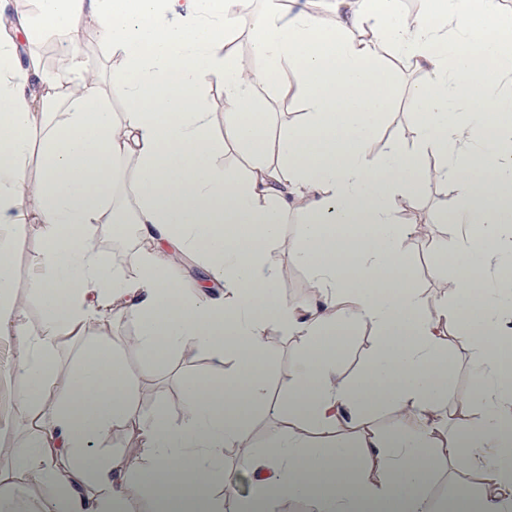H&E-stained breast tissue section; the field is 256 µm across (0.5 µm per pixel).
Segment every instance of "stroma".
<instances>
[{"instance_id":"stroma-1","label":"stroma","mask_w":512,"mask_h":512,"mask_svg":"<svg viewBox=\"0 0 512 512\" xmlns=\"http://www.w3.org/2000/svg\"><path fill=\"white\" fill-rule=\"evenodd\" d=\"M395 94L389 106V115L377 133L374 150H381L385 141L397 138L407 144L416 139L417 114L406 100L407 88L425 81L424 72L407 65L391 67ZM448 190L440 184H431L425 193L415 202L401 208L398 218L401 224L411 228L405 246L409 252L408 276L415 287L421 288L432 304L452 300L454 280L446 269L442 258L432 245L433 238L439 237L438 229L432 223L438 218L442 202ZM305 225L303 212L289 211L285 223L281 226L280 242L273 251L278 268L287 269V277L279 278L277 293L286 301L298 300L301 292L313 289L314 282L310 273L298 264L291 251L294 240L300 236ZM41 249L40 229L38 225H27L23 235V244L18 252L14 270V291L26 302V316L30 323L40 320L39 308L32 288V275L36 269ZM135 322H123L113 334V342L123 347L130 369L141 382V406L145 411L156 409L165 411L174 425H182L181 413L184 398V384L194 377H202L210 372V361L205 352H198L195 358L185 359L183 352L177 351L150 360L136 349L127 347L124 337L134 330ZM269 348L272 352L270 366V384L272 389H280L287 382L297 362V349L291 336L280 326L268 329ZM19 368L16 359L14 339L0 338V427L9 424L17 413L23 396V386L18 378Z\"/></svg>"}]
</instances>
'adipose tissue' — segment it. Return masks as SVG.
Listing matches in <instances>:
<instances>
[{
	"mask_svg": "<svg viewBox=\"0 0 512 512\" xmlns=\"http://www.w3.org/2000/svg\"><path fill=\"white\" fill-rule=\"evenodd\" d=\"M35 2L29 11L0 0V335L18 344L24 386L13 432L0 430V489L37 490L36 512H274L282 498L312 512H434L424 490L446 466L459 477L446 512H512V291L490 279L492 260L512 252V71L471 63L476 52L500 56L512 34L499 0H445L436 19L401 12L399 0H333L330 28L304 6L287 13L265 0L248 59L233 38L236 0ZM87 28L121 59L111 85L84 66L75 37ZM57 32L69 41L52 71L36 45ZM392 48L428 75L410 90L418 147L393 140L375 157ZM274 82L300 102V121L275 126L259 103ZM214 83L220 136L205 100ZM227 148L242 150L247 170L219 163ZM424 154L438 159L426 174ZM477 171L488 180L472 181ZM426 180L449 189L442 255L456 280L453 302L434 308L405 274L396 217ZM292 209L308 216L292 249L318 291L302 303L278 297L271 259ZM122 215L157 242L133 254L130 276L110 274L92 234L110 224L124 236ZM32 221L42 241L35 325L13 291ZM181 254L197 256L216 291L186 286ZM124 317L144 356L187 342L208 352L210 375L184 387L183 426L143 413L110 333ZM272 324L298 350L275 393ZM360 325L375 341L350 379L336 339ZM68 338L81 346L65 369ZM453 338L471 369L469 395L455 403ZM258 409L279 425L255 444L245 432ZM382 411L394 428L377 427ZM113 429L136 439L126 460L96 450ZM228 448L251 475L247 497L225 493L236 479Z\"/></svg>",
	"mask_w": 512,
	"mask_h": 512,
	"instance_id": "obj_1",
	"label": "adipose tissue"
}]
</instances>
